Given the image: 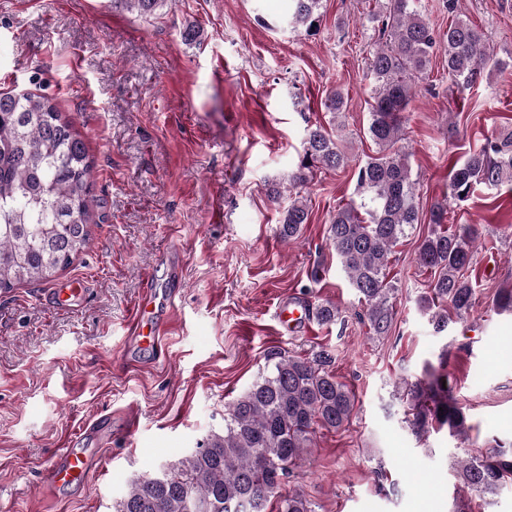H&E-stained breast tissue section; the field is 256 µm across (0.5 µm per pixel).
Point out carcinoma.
<instances>
[{"label": "carcinoma", "instance_id": "cac0c4a2", "mask_svg": "<svg viewBox=\"0 0 512 512\" xmlns=\"http://www.w3.org/2000/svg\"><path fill=\"white\" fill-rule=\"evenodd\" d=\"M171 0H112L140 15H152ZM322 0H288L283 22L293 31L319 32ZM369 22L379 45L370 55L367 78L370 111L367 134L377 146L355 171L357 199L336 209L327 228L326 245L363 305L362 318L371 336H386L393 324L395 286L388 281L390 256L401 240L422 223L420 201L408 156L395 149L403 114L425 78L431 58L441 50L448 78L465 90L493 64L484 34L470 21L457 18L436 33L425 22L416 0H388L372 11ZM349 156L322 124L306 129L302 152L288 173V190L272 182L268 196L281 206L279 236L293 242L309 223L308 205L286 192L305 186L317 169L345 167ZM92 162L73 121L46 95L0 92V293L21 282L43 283L67 268L90 239L88 196ZM450 198L463 201L480 185L488 190L512 181V128L488 138L449 169ZM288 203L282 204V197ZM447 201L429 209V230L417 248L416 263L431 272L428 291L417 299L435 332L448 330L451 305L456 315L469 313L476 301V283L468 275L478 239L470 226L448 230ZM492 303L512 312V288L496 290ZM318 322L331 325L341 311L330 302L315 308ZM331 354L321 349L308 357L273 353L252 385L224 411V433H213L196 450L163 471L155 480L134 481L116 512H315L302 493L275 496L269 476L286 477L304 462L317 428L339 430L355 409L352 391L330 370ZM457 380L448 372V354L439 367L404 384L417 434L448 429L468 439L467 412L455 395ZM459 486L480 500L494 497L512 480V449L501 445L461 460Z\"/></svg>", "mask_w": 512, "mask_h": 512}]
</instances>
